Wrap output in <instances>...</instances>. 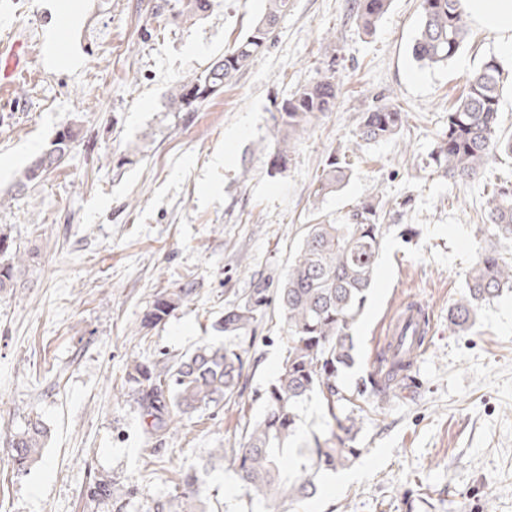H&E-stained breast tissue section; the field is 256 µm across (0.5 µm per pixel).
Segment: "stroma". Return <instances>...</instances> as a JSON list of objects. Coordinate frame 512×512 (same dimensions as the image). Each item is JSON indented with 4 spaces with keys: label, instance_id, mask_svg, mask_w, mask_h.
Listing matches in <instances>:
<instances>
[{
    "label": "stroma",
    "instance_id": "1",
    "mask_svg": "<svg viewBox=\"0 0 512 512\" xmlns=\"http://www.w3.org/2000/svg\"><path fill=\"white\" fill-rule=\"evenodd\" d=\"M77 2L70 67L50 61L61 24L52 0H0V38L21 28L33 46L29 77L0 100V227L27 254L16 287L0 293V512H150L158 501L186 512L189 469L211 512H230L241 490L209 451L235 447L262 415L285 353L277 319L255 326L242 398L188 415L173 433H148L135 396L114 386L131 358L174 363L223 343L214 323L255 288L275 290L314 218L340 223L361 202L395 199L407 205L389 218L353 328L357 363L342 382L351 389L366 375L389 321L414 300L432 323L412 368L417 388L366 409L360 457L326 473L336 488H320L302 512H512V293L483 305L470 331L448 327L477 255L512 253L481 219L494 184L512 180V155L496 154L468 184L429 163L449 107L492 57L508 75L500 129L512 134V51L474 25L448 65L427 68L411 55L419 0H392L370 34L350 0H291L261 55L196 111L172 112L170 87L248 33L265 0H210L196 16L183 0ZM330 65L335 111L275 170V103ZM383 103L406 111L403 138L364 147L342 190L314 201L316 171ZM65 128L78 134L70 153L18 189L21 170ZM186 284L192 294L165 322L142 327L156 294ZM31 418L50 435L42 462L19 474L9 442ZM99 478L129 498L91 505ZM420 490L432 505L417 501Z\"/></svg>",
    "mask_w": 512,
    "mask_h": 512
}]
</instances>
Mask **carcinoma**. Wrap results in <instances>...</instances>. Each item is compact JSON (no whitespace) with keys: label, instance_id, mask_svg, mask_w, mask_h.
Here are the masks:
<instances>
[{"label":"carcinoma","instance_id":"cac0c4a2","mask_svg":"<svg viewBox=\"0 0 512 512\" xmlns=\"http://www.w3.org/2000/svg\"><path fill=\"white\" fill-rule=\"evenodd\" d=\"M391 0H353L352 11L359 28L369 34L388 11ZM288 11V0H266L263 15L245 36L187 83L170 88L168 106L176 112H193L235 73L247 67L267 47L270 35ZM470 34L467 16L459 0H420L417 35L412 56L423 67L447 64L462 49ZM336 71H318L312 82L276 105L272 114L277 130L273 165L286 166L296 142L336 108ZM502 71L491 57L467 79V89L448 110V125L430 153L436 171L461 183L480 178L495 153L512 154V135L500 134L499 112ZM406 112L392 104L374 106L362 113L350 151L357 154L371 143L403 137ZM77 140L72 129L59 132L49 147L28 165L18 180L25 186L41 180L56 168ZM350 176V157L330 153L313 180V203L341 190ZM392 204L362 202L344 224L321 220L305 228L302 244L288 271L269 297L258 288L253 296L224 311L213 328L224 337L239 339L252 330L262 311L277 309L286 335V355L277 379L262 395L263 415L248 425L235 448H214L233 471L243 491L236 512L263 502L267 512H291L318 493L323 475L351 465L361 454L355 447L359 433L358 413L370 404H382L396 388L414 383L412 364L426 338L421 330L401 346L389 344L378 356L377 366L360 379L352 391L339 382L341 369L354 365L356 344L352 328L363 312L373 282L383 239L391 225L381 223ZM494 236L512 242V181L494 186L484 208ZM24 254L10 232L0 230V291L14 286ZM512 290V259L499 251L481 252L472 266L467 291L448 310V327L469 330L479 305L505 290ZM192 294L187 286L162 292L145 315L146 327L166 320ZM248 349L240 344H204L174 363L148 364L137 358L126 368L124 385L134 395L149 420L150 433L165 434L187 415L227 404L241 396ZM318 396L326 410V428L312 434L302 448L290 444L300 421V409ZM48 438L45 424L28 420L10 444L15 470L25 472L42 457ZM182 497L190 508L202 494L196 474L182 479ZM86 496L96 504L122 497L120 489L105 480L88 487Z\"/></svg>","mask_w":512,"mask_h":512}]
</instances>
